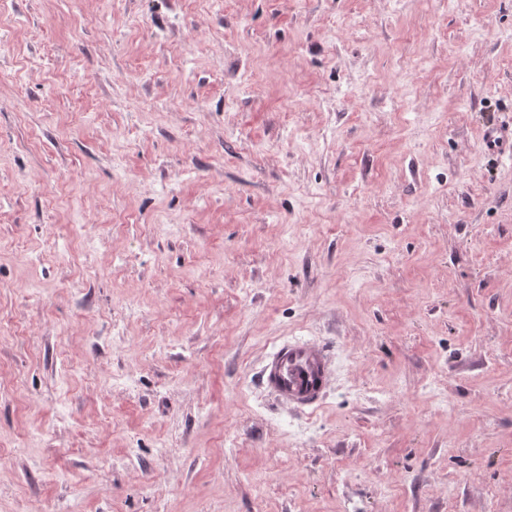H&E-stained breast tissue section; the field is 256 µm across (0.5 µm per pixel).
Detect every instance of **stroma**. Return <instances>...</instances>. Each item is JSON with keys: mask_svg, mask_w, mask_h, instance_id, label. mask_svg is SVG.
<instances>
[{"mask_svg": "<svg viewBox=\"0 0 512 512\" xmlns=\"http://www.w3.org/2000/svg\"><path fill=\"white\" fill-rule=\"evenodd\" d=\"M509 109L512 0H0V512H512ZM262 381L288 406L310 408L327 388L326 354L309 343L282 345L270 354Z\"/></svg>", "mask_w": 512, "mask_h": 512, "instance_id": "35a3bbf8", "label": "stroma"}]
</instances>
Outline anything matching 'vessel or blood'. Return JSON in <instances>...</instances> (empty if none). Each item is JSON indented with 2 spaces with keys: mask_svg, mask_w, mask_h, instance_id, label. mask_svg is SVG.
I'll list each match as a JSON object with an SVG mask.
<instances>
[{
  "mask_svg": "<svg viewBox=\"0 0 512 512\" xmlns=\"http://www.w3.org/2000/svg\"><path fill=\"white\" fill-rule=\"evenodd\" d=\"M263 382L288 406L306 409L319 403L327 388V360L313 344L295 343L275 349L262 372Z\"/></svg>",
  "mask_w": 512,
  "mask_h": 512,
  "instance_id": "1",
  "label": "vessel or blood"
}]
</instances>
